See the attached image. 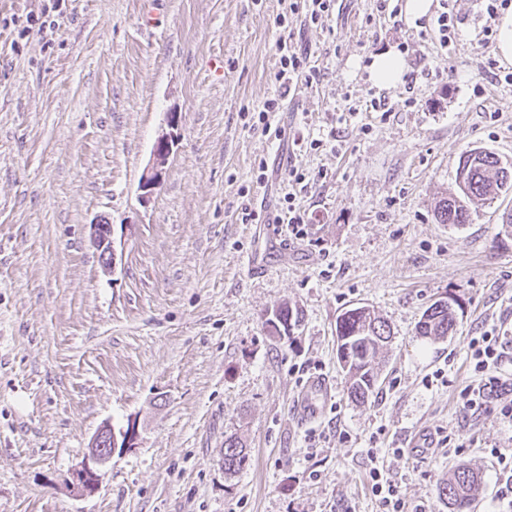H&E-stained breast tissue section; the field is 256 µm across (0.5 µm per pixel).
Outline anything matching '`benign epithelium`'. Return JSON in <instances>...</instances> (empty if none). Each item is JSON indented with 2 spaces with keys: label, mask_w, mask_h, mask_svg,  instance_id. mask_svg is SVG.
<instances>
[{
  "label": "benign epithelium",
  "mask_w": 512,
  "mask_h": 512,
  "mask_svg": "<svg viewBox=\"0 0 512 512\" xmlns=\"http://www.w3.org/2000/svg\"><path fill=\"white\" fill-rule=\"evenodd\" d=\"M172 135H161L154 146L150 164L144 171L140 188L145 195L160 185L166 174L169 157L172 151ZM114 229L109 222L100 219L90 225V239L95 247L102 268L111 271L116 265V251L114 248ZM138 438L137 420L130 419L121 433H116L109 422L104 423L93 435L89 452L81 466L71 473L73 487L84 494H92L98 487V469L108 463L116 450L123 447L133 448Z\"/></svg>",
  "instance_id": "1"
}]
</instances>
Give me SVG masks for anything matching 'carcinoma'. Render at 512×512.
Segmentation results:
<instances>
[{"instance_id":"carcinoma-1","label":"carcinoma","mask_w":512,"mask_h":512,"mask_svg":"<svg viewBox=\"0 0 512 512\" xmlns=\"http://www.w3.org/2000/svg\"><path fill=\"white\" fill-rule=\"evenodd\" d=\"M456 190L439 202L436 218L441 224H466L469 205L492 203L501 194L512 191V162L495 154L473 149L464 153L455 179ZM454 296L438 299L422 314L415 327L416 336L431 341L443 339L456 326ZM301 316L288 304H281L265 320L270 333L284 336L298 327ZM390 326L369 308L358 306L344 311L336 321L337 359L349 377V398L357 403L368 400L379 382L382 362L380 351L389 342ZM224 473L235 475L249 462V454L238 437L224 438ZM479 475L466 464L457 466L438 486V494L449 512H470Z\"/></svg>"}]
</instances>
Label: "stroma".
Wrapping results in <instances>:
<instances>
[{"mask_svg":"<svg viewBox=\"0 0 512 512\" xmlns=\"http://www.w3.org/2000/svg\"><path fill=\"white\" fill-rule=\"evenodd\" d=\"M51 4L0 0V512H379L375 463L410 512H448L438 484L461 462L481 477L474 512H495L491 451L512 448V424L493 406L464 417L457 396L473 379L470 338L512 322V237L501 233L512 193L465 224L435 215L465 151L512 161V84L497 78L486 0H449L445 47L435 19L411 27L377 0H336L326 27L297 15L279 27L281 0H68L54 32L21 40L5 24ZM149 13L156 27L142 26ZM286 36L321 77L270 114L281 142L258 112L279 95ZM389 49L408 70L380 89L366 68ZM379 99L385 110L371 108ZM169 131L166 176L143 198ZM298 132L321 147L292 149ZM292 167L316 176L296 197L311 217L303 240L276 222ZM247 204L258 222L239 223ZM103 217L118 255L110 273L90 240ZM448 294L462 305L454 331L417 337ZM284 303L302 322L275 336L265 320ZM362 305L393 337L377 389L357 404L336 319ZM438 369L444 382L426 383ZM318 376L332 390L304 423L295 403ZM131 418L137 447L100 467L95 493L74 489L97 429ZM417 428L461 447L406 452ZM312 430L326 440L310 452ZM231 434L250 461L229 477ZM173 139L170 133L162 134L154 146L150 164L144 171L140 188L146 196L160 185L166 174L169 157L172 151Z\"/></svg>","mask_w":512,"mask_h":512,"instance_id":"stroma-1","label":"stroma"}]
</instances>
